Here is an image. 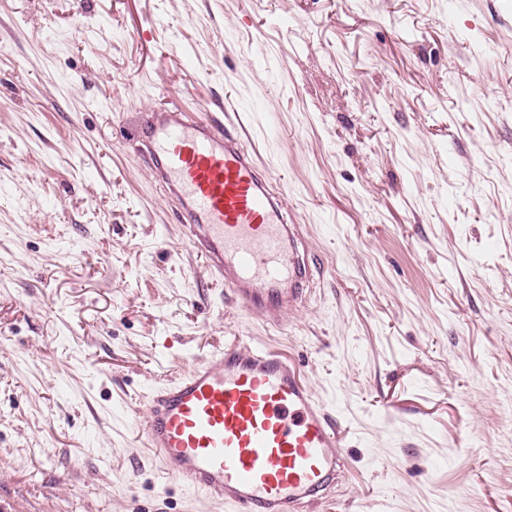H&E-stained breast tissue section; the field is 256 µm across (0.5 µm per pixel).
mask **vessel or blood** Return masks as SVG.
Returning a JSON list of instances; mask_svg holds the SVG:
<instances>
[{
	"label": "vessel or blood",
	"instance_id": "vessel-or-blood-1",
	"mask_svg": "<svg viewBox=\"0 0 512 512\" xmlns=\"http://www.w3.org/2000/svg\"><path fill=\"white\" fill-rule=\"evenodd\" d=\"M141 148L208 272L273 325L315 276L283 194L237 131L178 108L142 114ZM141 431L158 471L238 512H311L346 468L335 426L295 366L260 344L215 351L149 394Z\"/></svg>",
	"mask_w": 512,
	"mask_h": 512
}]
</instances>
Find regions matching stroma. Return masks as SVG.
Wrapping results in <instances>:
<instances>
[{"mask_svg": "<svg viewBox=\"0 0 512 512\" xmlns=\"http://www.w3.org/2000/svg\"><path fill=\"white\" fill-rule=\"evenodd\" d=\"M174 105L242 125L320 262L282 326L138 153ZM239 339L336 417L314 512H512V0H0V512H231L129 404Z\"/></svg>", "mask_w": 512, "mask_h": 512, "instance_id": "obj_1", "label": "stroma"}]
</instances>
